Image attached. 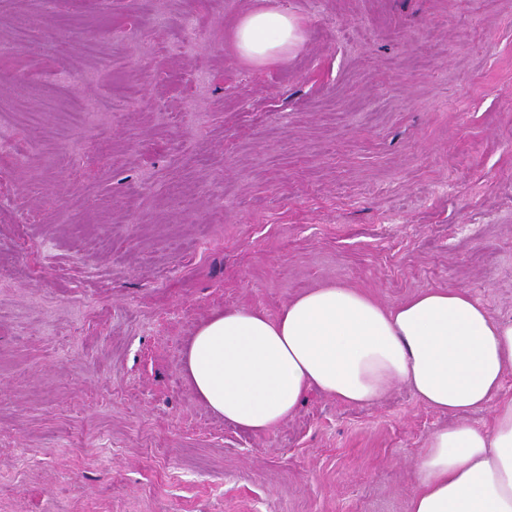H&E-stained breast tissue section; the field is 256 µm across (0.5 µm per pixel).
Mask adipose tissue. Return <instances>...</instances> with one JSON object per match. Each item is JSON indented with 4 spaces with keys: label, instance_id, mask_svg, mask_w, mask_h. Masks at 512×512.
<instances>
[{
    "label": "adipose tissue",
    "instance_id": "adipose-tissue-1",
    "mask_svg": "<svg viewBox=\"0 0 512 512\" xmlns=\"http://www.w3.org/2000/svg\"><path fill=\"white\" fill-rule=\"evenodd\" d=\"M302 23L273 5L235 21L238 56L267 67L287 62ZM512 320L493 317L463 288H429L386 306L369 293L325 283L276 315L234 305L210 315L184 357L188 383L225 423L266 434L287 422L308 392L366 406L395 385L447 413L416 461L409 512H512ZM490 410L478 428L465 417Z\"/></svg>",
    "mask_w": 512,
    "mask_h": 512
}]
</instances>
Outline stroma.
<instances>
[{"label":"stroma","instance_id":"35a3bbf8","mask_svg":"<svg viewBox=\"0 0 512 512\" xmlns=\"http://www.w3.org/2000/svg\"><path fill=\"white\" fill-rule=\"evenodd\" d=\"M275 2L304 40L259 68L249 0H0V512H407L446 415L311 392L253 436L190 336L328 282L512 320V0Z\"/></svg>","mask_w":512,"mask_h":512}]
</instances>
